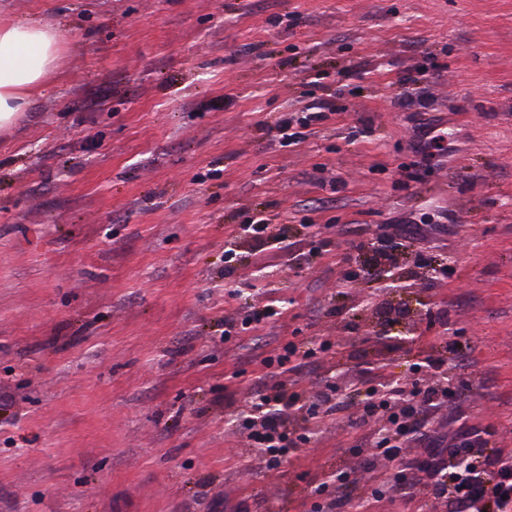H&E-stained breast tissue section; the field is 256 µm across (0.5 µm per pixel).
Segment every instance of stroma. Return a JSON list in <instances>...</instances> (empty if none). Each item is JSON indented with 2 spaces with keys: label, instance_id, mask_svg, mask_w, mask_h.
<instances>
[{
  "label": "stroma",
  "instance_id": "stroma-1",
  "mask_svg": "<svg viewBox=\"0 0 512 512\" xmlns=\"http://www.w3.org/2000/svg\"><path fill=\"white\" fill-rule=\"evenodd\" d=\"M0 19L60 36L0 134V512H211L203 477L218 512H312L307 484L339 470L366 490L371 424L314 428L275 471L243 454L262 358L317 336L335 353L300 387L346 399L446 348L435 431L462 409L512 450V0H0ZM327 90L323 128L265 134ZM422 118L453 153L412 152ZM261 216L289 250L236 235ZM404 219L441 230L415 244ZM271 299L279 319L223 341L225 314ZM293 121L291 119H283L277 121L274 125L268 126V133L273 139H278L282 146L297 145L306 138L307 133L303 131H293ZM274 133V134H273Z\"/></svg>",
  "mask_w": 512,
  "mask_h": 512
}]
</instances>
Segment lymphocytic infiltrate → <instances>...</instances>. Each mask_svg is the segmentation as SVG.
I'll return each mask as SVG.
<instances>
[{
  "label": "lymphocytic infiltrate",
  "instance_id": "1",
  "mask_svg": "<svg viewBox=\"0 0 512 512\" xmlns=\"http://www.w3.org/2000/svg\"><path fill=\"white\" fill-rule=\"evenodd\" d=\"M327 118L324 104L305 109L297 120L283 119L269 126L268 131L281 144L292 146L304 140L306 133L321 127ZM330 340L312 345L284 343L277 357L263 358L267 370L264 380L245 398L246 420L243 427L249 447L262 449L267 468L275 469L288 461L304 443L298 427L289 423L292 409H299L302 422L324 424L337 421L347 410V403L335 400L332 394L319 391L313 400L303 402L301 392L289 383L292 375L303 370L315 369L317 353L329 352ZM446 358L426 355L423 364H412V371L428 368L429 381L420 379L395 380L369 386L364 391L361 421L381 422V436L377 446L386 461V472L381 487L373 491V500H381L382 487L402 494L413 501L423 491H431L435 497L452 500L458 512H472L476 502H483L486 512H505L512 502V471L500 468V448L491 446L480 430L472 428L461 432L460 440L443 445L433 438L427 426L430 414L451 400L453 392L443 386L447 371ZM422 443L427 451L425 459L417 461V479L401 478L403 448L409 440ZM476 452L484 468L499 467V481L492 488H485L480 481L471 478L467 471L451 464V456L459 451Z\"/></svg>",
  "mask_w": 512,
  "mask_h": 512
}]
</instances>
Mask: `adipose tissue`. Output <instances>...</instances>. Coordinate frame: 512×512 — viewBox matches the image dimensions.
Listing matches in <instances>:
<instances>
[{
  "label": "adipose tissue",
  "instance_id": "obj_1",
  "mask_svg": "<svg viewBox=\"0 0 512 512\" xmlns=\"http://www.w3.org/2000/svg\"><path fill=\"white\" fill-rule=\"evenodd\" d=\"M50 27L26 22L0 23V130L13 128L32 94L39 91L58 51Z\"/></svg>",
  "mask_w": 512,
  "mask_h": 512
}]
</instances>
